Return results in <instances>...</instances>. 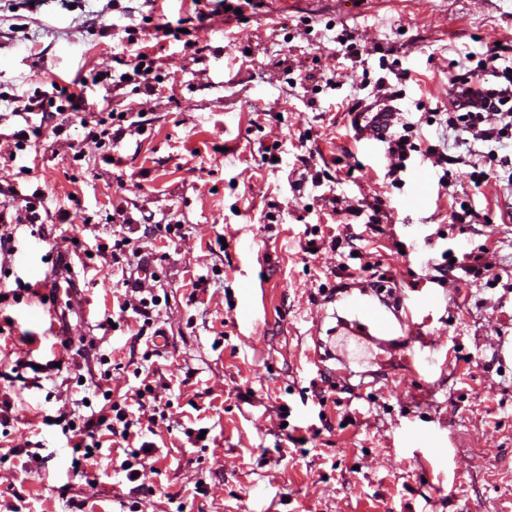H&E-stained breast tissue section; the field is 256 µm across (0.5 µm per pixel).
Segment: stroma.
<instances>
[{"instance_id":"obj_1","label":"stroma","mask_w":512,"mask_h":512,"mask_svg":"<svg viewBox=\"0 0 512 512\" xmlns=\"http://www.w3.org/2000/svg\"><path fill=\"white\" fill-rule=\"evenodd\" d=\"M241 20L215 14L216 0H0V91L20 94L52 74L73 79L113 65L122 28L142 22L156 46L162 78L152 96L129 88L86 92L82 121L133 108L143 134L107 150L84 137L82 122L67 135L44 131L24 156L30 174L11 162L0 142V184L44 193L46 241L16 234L10 266L35 282L51 269L47 252L74 261L71 237L86 242L131 237L154 261L165 303L153 328L141 332L133 312H120L129 290L110 258L93 257L75 281L83 308L56 329L85 339L94 352L77 355L43 342L28 352L23 334L42 336L46 306L34 299L0 304V400L13 422L0 433V512H512V191L507 169L473 188L470 166H454L451 186L430 175L416 199L412 171L394 188L384 164L354 138L347 112L353 98L373 101L371 81L404 90L405 112L448 109V77L476 66L493 42L512 48V0H261ZM209 12L191 31L202 59L155 28ZM346 27L353 49L332 30ZM409 80H401L403 68ZM277 146L282 164H263ZM320 185L294 190L304 169ZM387 213L377 228L341 224L327 199L333 190ZM467 204L474 224H449ZM280 215L267 219L268 212ZM178 224L181 236L151 232ZM338 235L339 252L304 251L312 227ZM358 249L362 269L335 276L338 255ZM407 256H400V249ZM476 255V270L438 279L444 251ZM204 288H196L197 280ZM362 282L434 295L419 320L431 334V371H409V343L388 336V348L336 330V290ZM255 305L246 308L245 289ZM118 318L105 334L104 317ZM164 332L162 356L153 334ZM31 354L41 388L16 381L15 360ZM114 367L116 400L150 382L156 399L136 414L148 419L155 400L163 420L145 441L153 468L129 481L119 464L121 437L104 436L87 468L97 484L68 473L72 448L60 427L35 424L92 397L98 354ZM351 380L338 378L341 366ZM207 429L198 440V429ZM43 441L40 459L23 454Z\"/></svg>"}]
</instances>
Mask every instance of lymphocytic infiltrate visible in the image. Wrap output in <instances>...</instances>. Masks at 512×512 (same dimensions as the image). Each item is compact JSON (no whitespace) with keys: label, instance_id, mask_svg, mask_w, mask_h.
<instances>
[{"label":"lymphocytic infiltrate","instance_id":"obj_1","mask_svg":"<svg viewBox=\"0 0 512 512\" xmlns=\"http://www.w3.org/2000/svg\"><path fill=\"white\" fill-rule=\"evenodd\" d=\"M126 41L134 51L128 61L127 71H103L101 81L106 85L121 86L131 84L133 94H151L154 90L153 80L157 79V63L148 47L139 43L138 28L134 25L124 26ZM454 83L468 85L478 83L485 93L486 103L481 110L473 111L458 107L445 118L447 128L455 133L456 146L465 148L468 156H479V144H489L486 155L491 166L487 169L474 170L471 181H489L495 178L497 171L492 163L498 158L497 147L506 146L512 141V64L501 57L497 50H488L484 59L475 68L457 74ZM88 78L77 79L78 93H70L68 86L57 87L55 95L49 96L36 91L30 95L15 96L7 99L5 107L12 116L21 118L24 130L13 131L11 138L16 150H25L30 137H41L43 123H51L54 135L63 134L71 122V115L80 111L84 104L82 88L87 87ZM416 124L411 119H404L401 128L393 132L386 147L387 173L398 176L408 168L409 162L419 161L432 171L438 172L439 184H446L445 173L449 166L459 164V157L445 153L443 146L433 140H425L415 134ZM43 199L38 194L22 195L11 185L0 186V256L15 255L16 231L24 225L38 226L41 216L38 208ZM103 405L90 414L80 416L78 423H71L66 414L53 417V425L59 426L62 434L78 436L83 448L82 456L72 458L70 467L74 474L87 477L86 459L92 458L102 448L100 436L109 433L121 437L126 444L125 457L119 468L127 474H134L136 467L145 466L148 454L139 440L144 432L138 423L130 417L128 407L113 401L110 390H103Z\"/></svg>","mask_w":512,"mask_h":512}]
</instances>
